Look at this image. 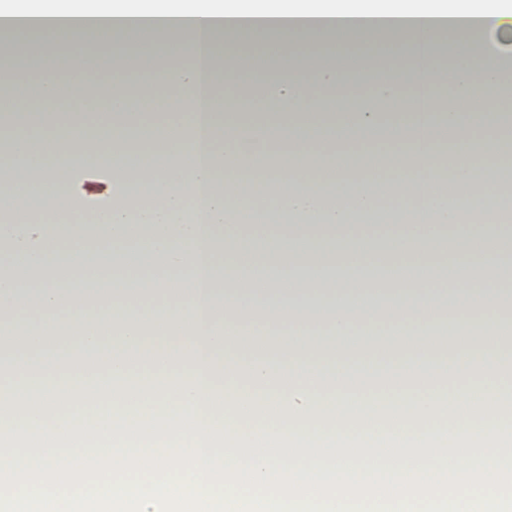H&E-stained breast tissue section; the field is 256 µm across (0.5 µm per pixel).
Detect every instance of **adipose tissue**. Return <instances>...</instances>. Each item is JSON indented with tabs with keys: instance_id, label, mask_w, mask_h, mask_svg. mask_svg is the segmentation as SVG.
<instances>
[{
	"instance_id": "obj_1",
	"label": "adipose tissue",
	"mask_w": 512,
	"mask_h": 512,
	"mask_svg": "<svg viewBox=\"0 0 512 512\" xmlns=\"http://www.w3.org/2000/svg\"><path fill=\"white\" fill-rule=\"evenodd\" d=\"M95 19V42L163 43L177 64L161 66L146 53L123 58L145 87L161 83L164 102L186 116L184 132L155 128L137 143L141 162L129 168L113 138L143 130L144 112L124 85L110 96L87 93L90 71L102 69L77 44L62 45L56 19ZM397 43L408 64L361 57L381 73L370 95L347 88L350 57L300 56L301 42L332 44L337 36ZM0 40L20 59L53 63L37 109L0 122L13 150L0 159L5 203L60 207L68 164L115 163L117 202L92 224H1L0 334L26 373L19 387L0 391V423L11 441L48 432L47 408L66 403L76 421L67 444H112L128 410L163 399L159 440L181 432L185 445L213 454L240 452L236 420L256 425L251 441L285 439L291 454L333 430L336 452L351 454V434L364 452L379 454L396 435L413 454L471 449L474 419L487 428L484 449L503 448L494 430L504 394L495 375L512 360V340L497 316L506 303L490 271L512 262L497 247L502 225L459 230L486 214L490 202L512 205L499 175L496 141L483 154L470 148L471 126L458 97L477 112L496 114L512 85V0H98L34 11L0 24ZM453 48L466 68L439 66ZM279 74L277 90L248 85L251 109H224L219 89L239 83L253 66ZM310 82L293 78L296 66ZM78 90L61 110L60 83ZM453 86L448 95L442 86ZM398 103L393 113L385 106ZM110 112V137L89 136L88 117ZM344 131L367 144L361 164L324 181L315 155L327 147L322 130ZM59 143L55 164L35 146ZM381 169L409 180H372ZM446 171L458 188L438 183ZM141 187L139 221L121 205ZM406 205L382 217L381 194ZM90 287L73 292V276ZM176 333L154 330V295ZM486 317L475 323L471 313ZM27 320H19V313ZM255 331L286 325L288 339L241 345L244 320ZM389 321L383 339L356 343L360 329ZM325 339H318V331ZM449 383L459 414L441 408ZM279 404L267 413V404Z\"/></svg>"
}]
</instances>
